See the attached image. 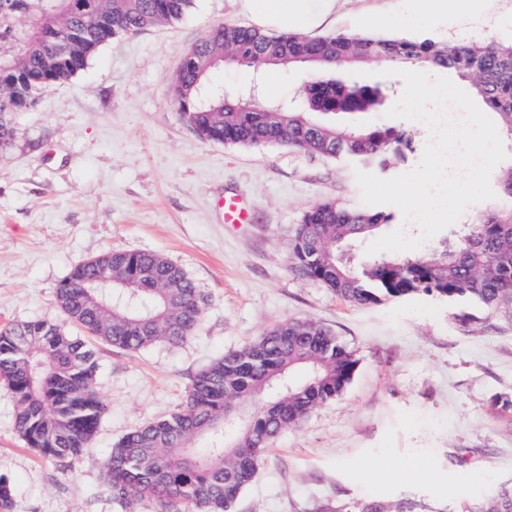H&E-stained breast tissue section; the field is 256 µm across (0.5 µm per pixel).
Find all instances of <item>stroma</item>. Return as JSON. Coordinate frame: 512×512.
I'll list each match as a JSON object with an SVG mask.
<instances>
[{
  "mask_svg": "<svg viewBox=\"0 0 512 512\" xmlns=\"http://www.w3.org/2000/svg\"><path fill=\"white\" fill-rule=\"evenodd\" d=\"M418 18L406 0H336L316 29L442 41L512 42V0H454ZM220 23L247 25L238 0H194L181 20L102 45L68 83L21 112L0 148V325L63 321L56 290L79 260L149 251L180 265L205 297L178 347L98 346L105 413L90 448L68 459L26 448L0 385V477L11 512H125L103 462L132 428L180 407L196 374L281 321L310 320L350 347L346 391L284 430L237 512H465L512 490V317L465 300L415 295L353 305L291 268L288 245L307 209L362 206L355 164L277 144L227 145L180 118L183 56ZM357 122L406 131L413 151L383 178L418 165L427 143L384 111ZM234 193L250 221L228 224Z\"/></svg>",
  "mask_w": 512,
  "mask_h": 512,
  "instance_id": "stroma-1",
  "label": "stroma"
}]
</instances>
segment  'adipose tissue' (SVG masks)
Masks as SVG:
<instances>
[{"label": "adipose tissue", "instance_id": "1", "mask_svg": "<svg viewBox=\"0 0 512 512\" xmlns=\"http://www.w3.org/2000/svg\"><path fill=\"white\" fill-rule=\"evenodd\" d=\"M256 27L280 33L308 32L335 12L336 0H239Z\"/></svg>", "mask_w": 512, "mask_h": 512}]
</instances>
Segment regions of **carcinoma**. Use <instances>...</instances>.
Here are the masks:
<instances>
[{
	"mask_svg": "<svg viewBox=\"0 0 512 512\" xmlns=\"http://www.w3.org/2000/svg\"><path fill=\"white\" fill-rule=\"evenodd\" d=\"M193 0H99L90 11L70 0H0V147L12 144L19 113L37 96L72 80L100 46L121 34L181 19ZM27 18L17 30L10 21ZM224 59L214 67L285 66L274 57L302 58L310 78L293 106L258 102L247 108L208 88L204 55L181 71L174 85L178 112L207 140L231 145L278 144L338 161L385 169L411 150L393 127L330 124L318 114L368 112L382 92L340 81L320 58L336 66L373 60L447 72L472 83L512 138V43L473 40L452 45L430 36L329 37L270 34L231 23L217 25ZM208 97H202L205 89ZM506 207L476 211L448 245L404 258L358 259L339 248L360 247L394 216L326 200L308 209L289 245L292 269L354 304L379 303L420 293L449 301L466 296L512 314V163L499 167ZM65 322L27 320L0 326V384L15 402V428L27 447L64 459L82 454L97 432L104 406L96 391L99 364L83 336L130 352L157 344L178 347L198 327L204 297L182 267L136 250H116L78 261L56 290ZM358 360L330 329L286 320L226 352L198 373L182 406L167 417L126 433L104 461L107 485L130 512L151 502L156 512H232L255 478L269 444L300 424L318 405L341 395ZM305 376L296 379V371ZM254 405L245 424L232 402ZM467 512H512V491L477 501Z\"/></svg>",
	"mask_w": 512,
	"mask_h": 512,
	"instance_id": "obj_1",
	"label": "carcinoma"
}]
</instances>
